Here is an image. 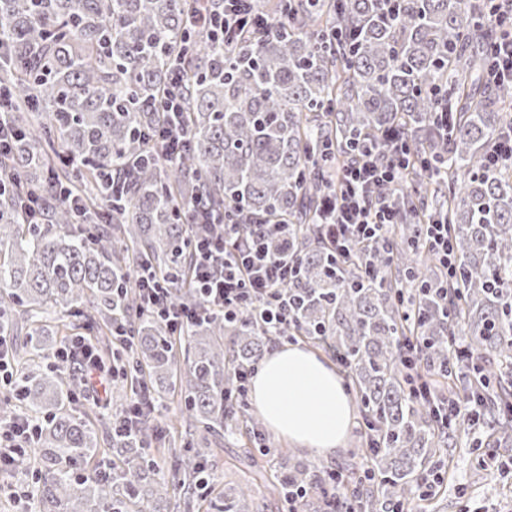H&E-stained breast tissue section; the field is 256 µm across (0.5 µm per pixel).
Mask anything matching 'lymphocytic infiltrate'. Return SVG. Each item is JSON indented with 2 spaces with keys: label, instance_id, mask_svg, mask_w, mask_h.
<instances>
[{
  "label": "lymphocytic infiltrate",
  "instance_id": "obj_1",
  "mask_svg": "<svg viewBox=\"0 0 512 512\" xmlns=\"http://www.w3.org/2000/svg\"><path fill=\"white\" fill-rule=\"evenodd\" d=\"M257 3L258 0H224L223 14L202 8L189 17L188 23L208 28L229 46L247 22L263 29L269 27L268 18L258 13ZM485 26L495 33L486 79L493 85L512 81V25H505L502 14L491 10L485 15ZM407 153L404 144L389 155L361 148L352 162L338 172L336 179L342 191L327 197L322 205V224L333 248L348 252L353 245L381 238L392 225L401 223L402 216L392 208L390 198ZM194 221L205 227L193 247L195 281L204 298L203 305L173 309L164 284L144 274L138 277L137 287L147 309L167 328L182 332L208 312L236 315L241 304L248 301L254 304L256 318L271 333L273 342H282L280 330L291 320L294 307L283 287L293 268L287 253H273L268 248L267 239L277 232V225L256 224L247 230L242 221L209 209L198 210ZM58 354L79 358L87 389L118 376L116 368L105 367L82 340L65 344ZM39 428L38 420L21 416L0 423V469L12 467L17 456L31 449Z\"/></svg>",
  "mask_w": 512,
  "mask_h": 512
}]
</instances>
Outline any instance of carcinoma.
<instances>
[{
    "instance_id": "cac0c4a2",
    "label": "carcinoma",
    "mask_w": 512,
    "mask_h": 512,
    "mask_svg": "<svg viewBox=\"0 0 512 512\" xmlns=\"http://www.w3.org/2000/svg\"><path fill=\"white\" fill-rule=\"evenodd\" d=\"M196 0H0V110L18 133L0 161V334H25L14 350L21 407L41 418L34 448L17 469L35 470L40 512H196L211 495L212 438L259 422L242 404L236 370L260 361L270 338L245 305L188 329L182 341L144 311L136 275L170 287L174 306L202 305L193 288L189 212L197 205L282 224L301 307L285 334L324 344L347 373L366 437L362 464L343 473L346 505L399 512L426 475L448 470L454 448L512 442V167L489 165L512 124V85L484 80L485 6L465 0H277V29L247 31L239 53L224 50L186 16ZM355 30L336 46L329 32ZM182 72L181 122L188 145L166 161L151 141L163 120L170 74ZM455 101L448 136L433 122L437 89ZM400 130L410 150L439 165L414 167L399 189L404 213L383 242L338 255L317 226L336 163L360 136ZM119 177L109 194L102 173ZM38 198L42 223L23 207ZM448 224L457 272L448 301L419 219ZM415 316L405 320L401 298ZM75 329L129 336L116 358L127 383L113 397L121 415L141 385L159 410L184 402L183 442L173 476L153 456L154 415L135 433L99 445L96 424L72 408L71 363L43 371L51 313ZM402 336L424 342L431 398L412 394L397 352ZM465 348L452 350L455 337ZM229 344H224V340ZM476 411L443 429L435 403ZM480 429L486 441L469 439ZM97 459L92 470L83 465ZM330 472L290 451L273 491L318 494ZM251 489H224L205 512H250Z\"/></svg>"
}]
</instances>
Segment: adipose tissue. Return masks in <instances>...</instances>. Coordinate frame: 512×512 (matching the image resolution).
Returning <instances> with one entry per match:
<instances>
[{
    "label": "adipose tissue",
    "instance_id": "adipose-tissue-1",
    "mask_svg": "<svg viewBox=\"0 0 512 512\" xmlns=\"http://www.w3.org/2000/svg\"><path fill=\"white\" fill-rule=\"evenodd\" d=\"M258 412L279 437L318 455L346 441L353 411L336 370L296 346L271 351L253 380Z\"/></svg>",
    "mask_w": 512,
    "mask_h": 512
}]
</instances>
